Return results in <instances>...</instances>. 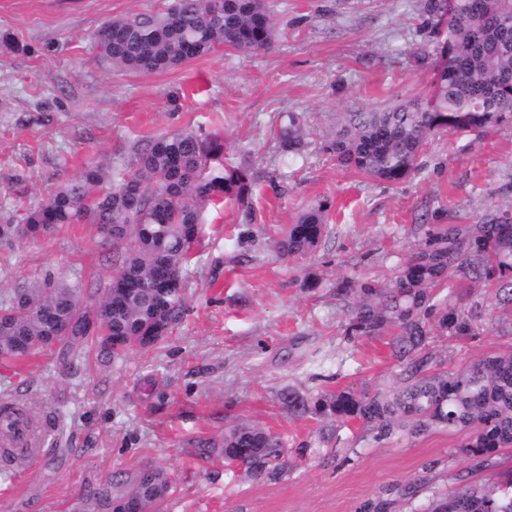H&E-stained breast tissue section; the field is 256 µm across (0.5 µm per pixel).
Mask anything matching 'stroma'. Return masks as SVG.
<instances>
[{"instance_id": "obj_1", "label": "stroma", "mask_w": 512, "mask_h": 512, "mask_svg": "<svg viewBox=\"0 0 512 512\" xmlns=\"http://www.w3.org/2000/svg\"><path fill=\"white\" fill-rule=\"evenodd\" d=\"M171 0H0V221L20 219L86 164L127 162L135 143L185 129L224 142V162L255 173L250 209L203 212L185 272L188 313L161 343L124 359L60 362L44 352L0 364V403L32 409L42 450L0 456V512H89L104 482L120 492L146 466L174 493L166 512H427L468 483L512 476V448L474 468L466 435L433 429L378 440L360 423L289 408L342 388L397 382L392 331L348 341L342 280L393 278L432 224H470L512 206V120L482 136L435 134L399 184L337 166L323 150L341 115L424 95L431 37L423 0H266L280 31L261 53L221 49L145 74L100 58L95 34L114 18L160 13ZM304 117L307 147L285 157L279 118ZM328 223L316 248L281 256L289 225L316 206ZM114 272L97 227L0 247V302L46 274L86 287ZM470 336L436 335L429 370L459 371L512 351V304L465 281L448 298ZM248 421L280 437L278 478L253 479L224 460L225 432Z\"/></svg>"}]
</instances>
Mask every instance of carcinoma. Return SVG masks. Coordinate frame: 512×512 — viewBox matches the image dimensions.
I'll return each mask as SVG.
<instances>
[{
    "label": "carcinoma",
    "mask_w": 512,
    "mask_h": 512,
    "mask_svg": "<svg viewBox=\"0 0 512 512\" xmlns=\"http://www.w3.org/2000/svg\"><path fill=\"white\" fill-rule=\"evenodd\" d=\"M433 34L432 80L427 94L382 111L346 112L323 150L339 167L364 177L399 183L415 171L430 138L442 131L481 135L512 119V0H425ZM277 31L264 0H172L163 15L105 22L97 34L112 66L156 72L224 48L266 52ZM282 146L300 151L306 130L287 116ZM224 142L190 129L153 137L133 148V158L109 170L83 167L15 225L0 223V244L53 235L60 226L98 227L117 269L109 283L87 292L81 282L48 276L14 289L0 305V359L19 363L59 346L62 355L107 353L122 359L168 336L187 311L185 266L200 237L204 209L234 201L249 207L254 173L221 160ZM325 208L311 209L277 242L287 254L317 246ZM468 280L496 288L512 301V210L478 224H434L388 283L347 284L353 297L344 333L352 341L395 328V356L408 372L391 393L341 389L310 401L288 394L290 406L358 422L377 439L403 429L412 436L440 427L469 431L464 453L488 467L512 447V352L485 356L458 372L427 374L419 355L430 335L466 336L468 318L454 309L435 312L436 295ZM95 330H90V327ZM224 454L237 457L254 477L279 473L282 444L271 433L240 424L224 435ZM173 492L167 473L141 469L119 494L106 485L92 494L94 512L134 496L143 512H159ZM454 512H512V492L476 483L435 501Z\"/></svg>",
    "instance_id": "obj_1"
}]
</instances>
